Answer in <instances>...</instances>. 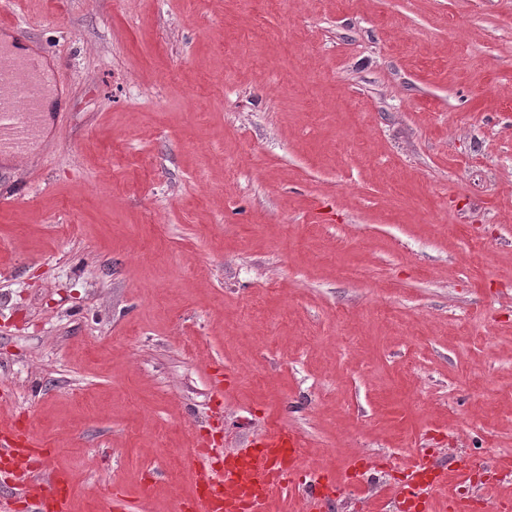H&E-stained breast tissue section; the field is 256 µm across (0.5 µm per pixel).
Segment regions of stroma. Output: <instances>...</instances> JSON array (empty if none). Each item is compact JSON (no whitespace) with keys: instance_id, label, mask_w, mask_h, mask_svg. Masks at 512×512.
<instances>
[{"instance_id":"stroma-1","label":"stroma","mask_w":512,"mask_h":512,"mask_svg":"<svg viewBox=\"0 0 512 512\" xmlns=\"http://www.w3.org/2000/svg\"><path fill=\"white\" fill-rule=\"evenodd\" d=\"M55 101L0 157V413L76 512H187L194 446L303 445L276 512H512V0H11ZM22 200H15L19 188ZM451 473L445 468H435L429 470L427 468L415 466L410 469L408 478L415 483L420 491L425 493L422 502V510L425 512H432L435 509L434 505L437 502L439 493L445 490L451 480Z\"/></svg>"}]
</instances>
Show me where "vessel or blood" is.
<instances>
[{"label": "vessel or blood", "mask_w": 512, "mask_h": 512, "mask_svg": "<svg viewBox=\"0 0 512 512\" xmlns=\"http://www.w3.org/2000/svg\"><path fill=\"white\" fill-rule=\"evenodd\" d=\"M45 93L46 83L38 76L35 62L0 51V153L21 152L35 130ZM39 445L33 433L21 432L11 420L0 419V461L13 468L17 498L28 512H45L50 505L56 512H73L62 478L39 454ZM253 445L254 452L232 458L224 471H197V481L211 490L197 502L198 512H221L226 505L236 512H270L274 488L300 468L303 452L297 434L278 427L258 434ZM408 478L425 494L423 512H433L451 475L444 468L416 466Z\"/></svg>", "instance_id": "obj_1"}]
</instances>
